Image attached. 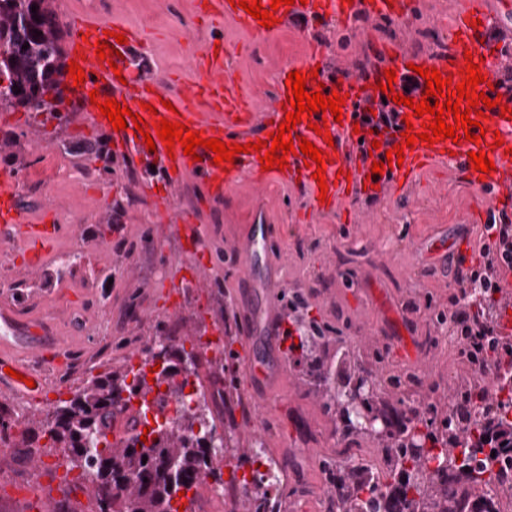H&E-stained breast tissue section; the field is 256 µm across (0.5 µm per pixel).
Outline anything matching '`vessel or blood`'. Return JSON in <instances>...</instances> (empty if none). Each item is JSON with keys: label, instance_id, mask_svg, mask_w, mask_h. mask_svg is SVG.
<instances>
[{"label": "vessel or blood", "instance_id": "1", "mask_svg": "<svg viewBox=\"0 0 512 512\" xmlns=\"http://www.w3.org/2000/svg\"><path fill=\"white\" fill-rule=\"evenodd\" d=\"M413 9L412 0H295L294 4L280 7L275 17L280 21L293 20L305 25L328 19L347 20L355 15L365 17H389L403 22L409 19ZM207 14L211 19H230L248 31L260 34L264 28L244 9L231 6L229 0H208ZM480 21V28H472V21ZM74 39L70 57H81L85 81L75 95L83 104L84 124L111 134L122 151L136 158L144 172H155L165 181L167 195H174L185 176H193L204 182L214 196H222L241 176L249 174L250 184L259 200L264 198L272 179H280L300 188L304 197L315 209H337L347 201L353 189L364 184L376 185L377 193L383 197L397 195L408 186L415 176L430 164L439 160L455 158L460 178L471 186L494 192V201L512 200V120L503 118L499 108H492L489 116L481 118L482 126L488 133L479 142L440 140L434 144L417 142L415 148L406 150L404 162L399 166L386 168L384 173L375 174L371 165L386 159L387 150L402 142L406 129L405 117H412L414 125H421V118L413 117L409 107L395 104L383 98L376 87L383 80V71L367 74L365 71H348L343 75L320 68L317 81L306 84L307 91L324 86L326 91L347 95L342 107V121L323 119L313 114L311 121L298 123L296 135L308 138L317 148L327 151L330 161L326 166V189H319L312 171L305 165V155L289 156L285 170L262 171L260 154L256 151L239 153L229 169L213 161V152H202L200 161H190L182 148L167 152L163 140H156L155 150H148L141 134L135 127L114 131L108 119L102 117L98 107L90 103V91L100 96L115 98L120 105L141 114L147 123L157 118L187 125L190 131L201 134L202 138H215L225 143H253L266 139L276 132L278 123L285 117L283 104L288 90L285 82H278L273 94L271 107L255 110L250 97L240 94L235 81L228 72L223 51L207 46L205 51L192 59V67L202 79L193 88L206 105L205 111L192 110L182 95L175 91L159 90L154 77L134 67L131 59L135 43L133 30L127 24L100 17L91 13L76 15L73 19ZM450 37L452 49L448 57L435 60L434 66L441 73H458L466 59H473L481 65L487 80L481 83V91L498 86L496 64L502 57H512V41L489 43L490 18L481 0H466L452 26ZM123 34L125 44H116L115 34ZM117 45L121 58L117 67H110L108 60L97 58V40ZM158 105V112L146 111V104ZM381 106L391 112L393 120L384 123L380 116L372 115L371 107ZM326 121L329 137L318 136L310 128L311 122ZM502 137L504 147H493L495 137ZM380 141V149H373V141ZM483 152L493 160L495 172L482 175L475 171L468 159L469 152ZM268 215L264 205H256L251 212V228L233 249L236 257V273L239 293L237 307L242 318L243 330L240 336L224 345L227 363L246 369L255 386L258 397L269 394L270 385L276 376L270 370L266 351H286L288 348V325L277 305L281 293L278 270L273 265L263 264L267 253ZM58 227L33 223L19 206L13 191V180L9 172L0 173V233L9 240L18 242V256L22 262L19 271L40 268L43 255L52 246ZM184 243L181 258L173 266L177 274L191 276L196 284L202 285L214 273L211 262L199 260L204 249L203 234L198 225L183 224L179 227ZM23 342L31 358L41 360L43 347L51 345L64 349L60 338L48 339L42 336H27ZM33 365L24 366L15 360L0 358V392L39 399L46 388L41 370Z\"/></svg>", "mask_w": 512, "mask_h": 512}]
</instances>
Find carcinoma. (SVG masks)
Segmentation results:
<instances>
[{
	"mask_svg": "<svg viewBox=\"0 0 512 512\" xmlns=\"http://www.w3.org/2000/svg\"><path fill=\"white\" fill-rule=\"evenodd\" d=\"M36 10H31V7ZM64 22L50 6V0H0V104L18 105L31 112H50L52 99L60 95L63 77L61 33ZM41 35H36V32ZM302 347L315 346L324 331L315 322L298 323ZM494 336L481 337L478 349L468 359L483 362L495 354L497 364L512 367V359L496 356ZM349 356L337 361V373L320 374L323 381L342 378L336 396L346 397L340 411L343 439L369 431L357 423L359 416H372L383 422V448L394 459L385 491L364 476V469L353 464L337 465L323 461L322 470L330 474L343 512H402V507L420 500L432 512H501L478 500V489L492 473L490 461L512 450V419L498 413L470 427L460 426L466 407L453 406L448 416L409 417L404 413L389 418L375 407L377 393L368 389L370 373L352 379L343 375ZM151 390L146 375L131 369L108 373L91 380L71 399L62 402L46 422H29L22 439L28 447L39 435L48 436L50 447L67 449L71 466L93 464L98 485L112 493L101 498L100 512H178L173 500L177 492L189 487L203 470H210L211 459L201 439L188 432L202 416L187 412L170 426H159L148 433H132L124 447L116 449L106 441L114 417L112 396L128 393L137 397ZM490 447L495 454L477 463L476 452Z\"/></svg>",
	"mask_w": 512,
	"mask_h": 512,
	"instance_id": "obj_1",
	"label": "carcinoma"
}]
</instances>
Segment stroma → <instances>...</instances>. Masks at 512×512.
<instances>
[{"instance_id":"1","label":"stroma","mask_w":512,"mask_h":512,"mask_svg":"<svg viewBox=\"0 0 512 512\" xmlns=\"http://www.w3.org/2000/svg\"><path fill=\"white\" fill-rule=\"evenodd\" d=\"M195 2L51 0L63 20L91 11L136 29V63L151 70L164 90L188 92L196 80L191 57L212 37H222L230 74L243 94L254 95L258 108L265 99L256 88L273 91L278 72L304 60L315 43L327 46L325 63L335 71L370 69L386 50L447 56L429 35V18L437 14L453 22L464 0H415L408 25L384 18L303 28L287 22L271 36L229 21L202 23ZM76 107L68 92L52 112L0 105V168L15 173L18 203L31 218L50 210L59 226L41 272L16 273L12 247L0 246V313L13 314L19 325H32L41 335L64 337L70 352L89 360L86 370L68 378L71 396L93 378L129 367L132 353L148 360L160 345L175 350L188 336H238L229 252L247 231L254 205L247 186L217 199L191 176L165 200L163 186H149L133 158L116 155L107 134L77 123ZM455 169L452 160L435 163L387 200L370 202L355 193L345 212L309 211L298 188L271 182L264 198L271 258L281 264L285 301L300 302L283 313L292 322L315 320L325 339L312 353L297 348L284 355L286 376L266 405L254 400L244 369L228 372L208 349L194 348L190 367L197 382L216 392L207 411L224 433L226 460L214 468L226 483L230 512H250L227 480L231 466L248 467L260 437L283 462L276 512H296L302 495L309 498V512H320L321 498L332 494L321 461L336 453L338 412L328 404L329 384L306 373L312 357L322 358L328 369L337 354L350 352L354 366L383 382L377 404L383 411L447 415L458 387L473 380L458 344L441 336L431 320L433 310L454 311L459 287L451 272L434 269L424 254L428 244L445 245L464 233L478 246L487 240L483 213L490 197L457 179ZM180 224L201 226L207 254H225L205 286L177 277L168 263L181 249ZM117 323L125 326L119 337L113 334ZM402 336L416 347L420 365L402 355ZM423 336L431 339L424 347L418 344ZM411 367L420 377L417 385H392V377ZM58 454L39 441L28 449L0 440V485L25 483L34 456Z\"/></svg>"}]
</instances>
